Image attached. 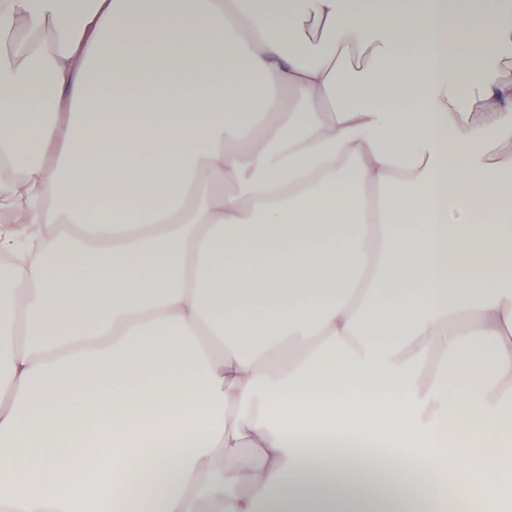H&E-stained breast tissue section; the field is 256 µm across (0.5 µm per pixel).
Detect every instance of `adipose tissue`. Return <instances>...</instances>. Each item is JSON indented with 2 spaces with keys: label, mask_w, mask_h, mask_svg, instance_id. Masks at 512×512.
<instances>
[{
  "label": "adipose tissue",
  "mask_w": 512,
  "mask_h": 512,
  "mask_svg": "<svg viewBox=\"0 0 512 512\" xmlns=\"http://www.w3.org/2000/svg\"><path fill=\"white\" fill-rule=\"evenodd\" d=\"M0 35V512H445L443 428L512 443V0H0ZM346 381L403 404L307 397ZM379 429L391 469L319 451Z\"/></svg>",
  "instance_id": "1"
}]
</instances>
